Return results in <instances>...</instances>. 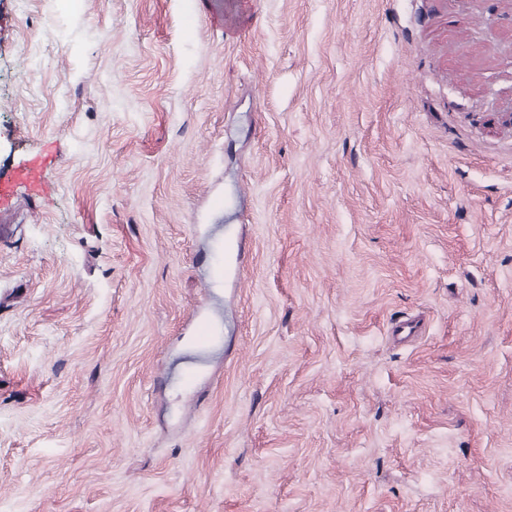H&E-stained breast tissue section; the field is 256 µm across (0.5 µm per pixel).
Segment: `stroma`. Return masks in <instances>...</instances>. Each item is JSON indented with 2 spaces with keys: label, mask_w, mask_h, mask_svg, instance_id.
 Masks as SVG:
<instances>
[{
  "label": "stroma",
  "mask_w": 512,
  "mask_h": 512,
  "mask_svg": "<svg viewBox=\"0 0 512 512\" xmlns=\"http://www.w3.org/2000/svg\"><path fill=\"white\" fill-rule=\"evenodd\" d=\"M42 153L0 512H512V0H0Z\"/></svg>",
  "instance_id": "35a3bbf8"
}]
</instances>
